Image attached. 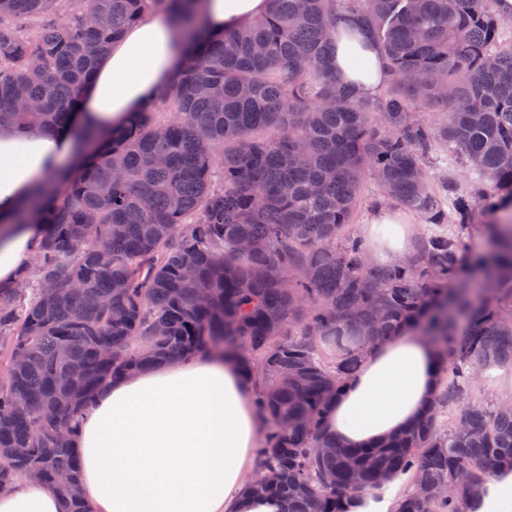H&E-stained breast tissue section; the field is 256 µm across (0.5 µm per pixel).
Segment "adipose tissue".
<instances>
[{"label":"adipose tissue","mask_w":512,"mask_h":512,"mask_svg":"<svg viewBox=\"0 0 512 512\" xmlns=\"http://www.w3.org/2000/svg\"><path fill=\"white\" fill-rule=\"evenodd\" d=\"M266 0H208L207 17L223 29L261 14ZM180 43L172 24L152 14L130 26L99 60L77 116L108 131L128 113L152 106L177 71ZM336 74L364 94L389 75L374 45L349 24L336 30ZM65 131L23 133L0 127V217L9 218L48 176L77 159ZM377 255H406L403 217L376 213ZM41 242L36 224H16L0 236V288L18 287ZM438 360L425 338L400 333L376 345L331 402L324 431L347 448L368 449L411 426L439 390ZM260 418L249 377L231 361L208 354L116 379L80 420L74 448L94 512H284L273 495H254L245 476L254 467ZM413 473L393 474L380 489L351 501L348 512H394ZM0 512H63L60 496L23 477L0 492Z\"/></svg>","instance_id":"ef3b65f1"}]
</instances>
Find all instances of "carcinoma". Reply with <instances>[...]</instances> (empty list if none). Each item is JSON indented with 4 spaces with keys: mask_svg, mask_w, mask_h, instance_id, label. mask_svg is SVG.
Returning <instances> with one entry per match:
<instances>
[{
    "mask_svg": "<svg viewBox=\"0 0 512 512\" xmlns=\"http://www.w3.org/2000/svg\"><path fill=\"white\" fill-rule=\"evenodd\" d=\"M266 2L216 32L204 0H0V126L20 131L75 125L97 61L147 10L187 42L153 106L105 135L79 129L82 163L13 218L42 240L22 286L0 291V491L34 469L64 512H92L72 448L84 410L115 378L203 352L256 379L269 427L249 490L286 512H345L408 468L397 512H464L512 469V401L472 391L512 365V224L490 225L466 266L445 233L374 264L350 231L367 176L428 223L468 228L476 195L451 178L435 190L425 169L441 143L512 195L508 22L491 0ZM345 18L391 75L377 95L336 79ZM410 329L437 349L433 404L370 451L331 440L322 422L345 377Z\"/></svg>",
    "mask_w": 512,
    "mask_h": 512,
    "instance_id": "carcinoma-1",
    "label": "carcinoma"
}]
</instances>
